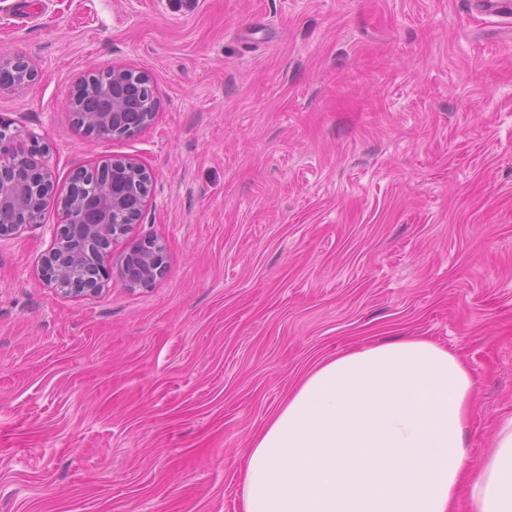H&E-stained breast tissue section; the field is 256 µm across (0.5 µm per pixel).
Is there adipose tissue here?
Returning a JSON list of instances; mask_svg holds the SVG:
<instances>
[{
	"mask_svg": "<svg viewBox=\"0 0 512 512\" xmlns=\"http://www.w3.org/2000/svg\"><path fill=\"white\" fill-rule=\"evenodd\" d=\"M474 385L463 361L394 337L317 364L253 435L244 512H512V417L468 462Z\"/></svg>",
	"mask_w": 512,
	"mask_h": 512,
	"instance_id": "1",
	"label": "adipose tissue"
}]
</instances>
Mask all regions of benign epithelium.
<instances>
[{"label":"benign epithelium","mask_w":512,"mask_h":512,"mask_svg":"<svg viewBox=\"0 0 512 512\" xmlns=\"http://www.w3.org/2000/svg\"><path fill=\"white\" fill-rule=\"evenodd\" d=\"M20 57L0 55V90L24 85L33 78V70L25 74L15 73ZM112 88L102 87L94 81V74L84 77L75 87L71 101L79 99L88 105L85 123L104 126L110 116L128 111L126 107V84L128 80H138L147 89V96L140 99L137 109L141 128L148 127L154 120L159 102L154 96L150 78L142 73L122 65L110 68ZM26 157L28 170L32 173L28 189L12 191L10 182L0 180V209L15 206L26 215L23 224L0 225V238L17 236L22 230L41 222L46 210L56 209L61 214V222L54 236L41 256L39 275L48 285L65 295L94 296L101 292L103 283L114 276L126 281L131 288L138 284L128 280L125 264L130 255L141 250L140 258L144 267L143 279L153 284L166 272V252L163 244L155 239L132 244L112 262L106 264L107 241H118L129 234L133 224L140 219L138 212L143 210L150 192L152 176L138 160L130 157H118L110 161L115 175L112 188L87 186L79 172L69 178V186L64 195L45 191L53 184V171L47 161L37 154L27 153L22 140L18 137L0 141V175L21 157ZM87 251L92 259L89 276L84 288H67V281L76 278L82 263L70 260L75 254Z\"/></svg>","instance_id":"1"}]
</instances>
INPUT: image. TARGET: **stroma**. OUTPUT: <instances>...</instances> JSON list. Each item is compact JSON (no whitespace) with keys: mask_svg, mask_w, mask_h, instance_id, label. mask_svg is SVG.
<instances>
[{"mask_svg":"<svg viewBox=\"0 0 512 512\" xmlns=\"http://www.w3.org/2000/svg\"><path fill=\"white\" fill-rule=\"evenodd\" d=\"M34 81L0 118L65 194L115 157L153 184L113 246L167 271L66 296L60 222L0 239V512H243L240 459L319 361L392 336L473 379L469 457L512 415V14L476 0H0ZM123 65L161 102L131 137L70 119Z\"/></svg>","mask_w":512,"mask_h":512,"instance_id":"1","label":"stroma"}]
</instances>
